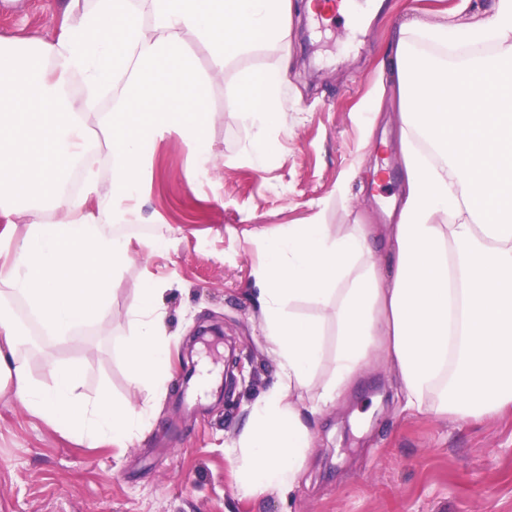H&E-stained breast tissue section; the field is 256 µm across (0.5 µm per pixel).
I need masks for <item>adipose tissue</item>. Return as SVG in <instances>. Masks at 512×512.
<instances>
[{
    "label": "adipose tissue",
    "instance_id": "adipose-tissue-1",
    "mask_svg": "<svg viewBox=\"0 0 512 512\" xmlns=\"http://www.w3.org/2000/svg\"><path fill=\"white\" fill-rule=\"evenodd\" d=\"M314 0H62L57 36L0 38V283L22 297L44 329L67 339L112 316V283L128 245L104 231L90 199L109 191L116 215H135L150 146L177 134L191 151L195 184L212 161L204 120L210 87L231 63L262 47L279 51L260 73L242 72L232 108L256 133L247 157L267 169L288 124L290 20ZM473 23L452 16L402 26L389 49L399 78L405 187L388 227L391 248L373 259L374 224L332 232L319 216L260 232L267 251L255 296L277 380L252 405L227 446L246 496L293 491L311 424L375 356L390 361L407 409L469 421L512 409V0H491ZM492 42L489 57L448 59L452 45ZM209 54L201 70L192 44ZM107 134L112 183L88 163L91 125ZM83 168L80 192L64 178ZM53 220H46V213ZM24 226H16L14 214ZM164 283L137 288L125 345L136 387L163 391L170 338L154 300ZM305 300L322 310L308 322ZM336 326L326 350L323 326ZM20 333L0 301V381L42 419L123 444L150 406L86 400L76 370L44 354L42 387L17 358Z\"/></svg>",
    "mask_w": 512,
    "mask_h": 512
}]
</instances>
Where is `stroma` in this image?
I'll use <instances>...</instances> for the list:
<instances>
[{
  "mask_svg": "<svg viewBox=\"0 0 512 512\" xmlns=\"http://www.w3.org/2000/svg\"><path fill=\"white\" fill-rule=\"evenodd\" d=\"M59 2L30 0L29 10L1 12L0 37L34 29L55 35ZM372 2L349 0L362 18L354 34L345 21L314 27L308 18H292L288 124L276 164L259 171L242 162L253 131L230 103L239 70L258 72L276 62V52L260 50L230 65L212 86L215 161L205 179L187 184L188 150L168 134L153 145L137 223L114 222L109 200H93L105 230L129 245L114 278L111 320L85 325L61 342L23 299L0 292L40 338L20 350L39 385L52 383L42 359L49 352L78 372L84 397L105 391L117 402L142 405L147 393L131 383L124 348L137 331L129 315L132 290L150 277L171 284L155 304L165 313L173 355L169 389L149 429L120 447L47 423L10 385L0 386V512H512V409L466 423L409 413L392 395L396 372L382 358L371 360L314 423L305 475L290 499L239 495L224 453L277 375L251 297L263 259L258 231L303 224L316 213L335 230L385 225L389 204L401 196L398 86L378 81L389 68L388 36L404 24L438 21L456 0H382L375 12ZM371 112L378 120L370 130ZM381 154L388 168L375 183L368 172ZM344 181L350 193L343 197L337 187ZM154 238L165 239V248L148 251ZM211 326L222 328L223 343H193ZM189 348L196 366L214 374L207 390L183 382ZM231 352L243 370L230 381Z\"/></svg>",
  "mask_w": 512,
  "mask_h": 512,
  "instance_id": "1",
  "label": "stroma"
}]
</instances>
